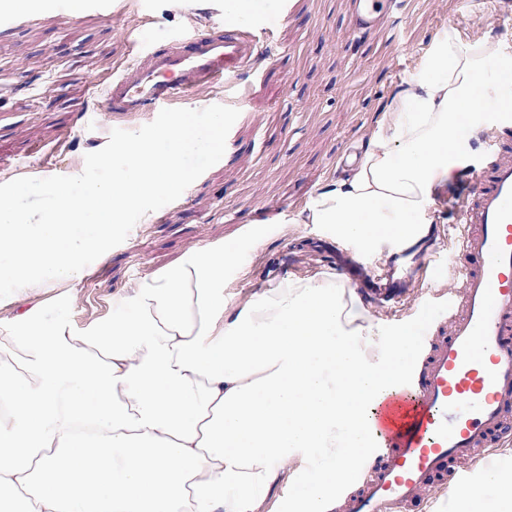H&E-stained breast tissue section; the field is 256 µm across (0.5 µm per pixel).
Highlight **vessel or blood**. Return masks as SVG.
<instances>
[{
  "label": "vessel or blood",
  "instance_id": "vessel-or-blood-1",
  "mask_svg": "<svg viewBox=\"0 0 512 512\" xmlns=\"http://www.w3.org/2000/svg\"><path fill=\"white\" fill-rule=\"evenodd\" d=\"M382 20L380 0H356L353 31ZM256 52L255 35L230 23L141 45L106 84L90 87L108 113L166 112L203 87H235ZM487 139L458 209L448 303L422 317L400 377L376 408L360 445L373 465L322 512H410L434 477L467 487L449 462L470 465L474 449L501 442L512 410V135Z\"/></svg>",
  "mask_w": 512,
  "mask_h": 512
}]
</instances>
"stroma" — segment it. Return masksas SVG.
<instances>
[{"mask_svg": "<svg viewBox=\"0 0 512 512\" xmlns=\"http://www.w3.org/2000/svg\"><path fill=\"white\" fill-rule=\"evenodd\" d=\"M351 2L262 0L238 22L258 40L251 69L238 78L247 89L239 104L226 107L219 87L170 111L133 117L100 111L89 82L109 79L141 44L206 30L202 0H112L108 17L75 0L58 8L25 0L0 10V190L20 183L24 210H55L47 181L76 172L86 183L125 175L122 148L131 139L152 138L188 114L200 124L209 113L224 116L222 153L211 156L203 144L186 156L197 175L182 197L145 199L114 227L111 254L87 258L88 275L70 305L73 326L108 317L113 294L213 243L239 256L225 272L239 301L289 275L337 273L360 292L368 276L389 273L407 290L401 306L371 302L367 309L384 321L410 323L435 290L451 287L455 254L446 237L431 234L397 270L385 256L355 254L328 227L304 223L303 208L340 175L344 157L366 138L438 30L494 34L512 61V4L497 10L492 0H390L381 31L356 33ZM268 18L270 37L262 31ZM480 156L477 145L465 154L439 195L436 224L455 223L454 204ZM145 209L153 215L147 224Z\"/></svg>", "mask_w": 512, "mask_h": 512, "instance_id": "35a3bbf8", "label": "stroma"}]
</instances>
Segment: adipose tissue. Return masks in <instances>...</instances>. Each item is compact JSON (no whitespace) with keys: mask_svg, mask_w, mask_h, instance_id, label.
Returning a JSON list of instances; mask_svg holds the SVG:
<instances>
[{"mask_svg":"<svg viewBox=\"0 0 512 512\" xmlns=\"http://www.w3.org/2000/svg\"><path fill=\"white\" fill-rule=\"evenodd\" d=\"M501 42L437 32L367 140L313 197L304 221L356 252L394 257L433 221L438 188L463 158V127L512 108ZM195 126L124 148L134 183L68 191L54 221L0 192V490L26 512H318L365 458L374 418L411 331L374 318L343 276H291L240 303L224 282L238 255L195 251L112 298L74 328L68 307L86 259L142 198L176 199ZM98 217L85 223L86 214ZM295 469L294 486L278 488Z\"/></svg>","mask_w":512,"mask_h":512,"instance_id":"1","label":"adipose tissue"}]
</instances>
